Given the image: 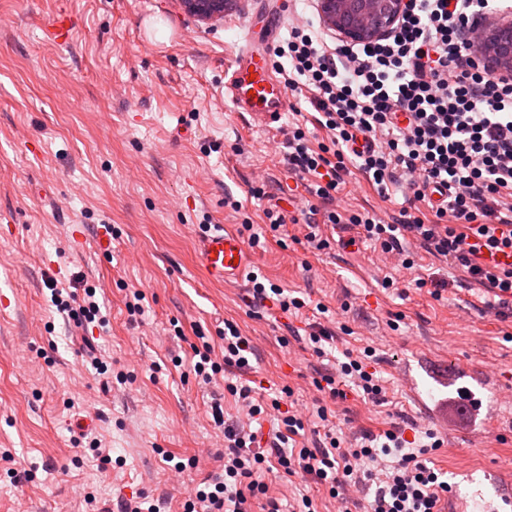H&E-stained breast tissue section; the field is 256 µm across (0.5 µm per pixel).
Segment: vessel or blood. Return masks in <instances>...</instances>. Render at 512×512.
<instances>
[{
	"label": "vessel or blood",
	"instance_id": "obj_1",
	"mask_svg": "<svg viewBox=\"0 0 512 512\" xmlns=\"http://www.w3.org/2000/svg\"><path fill=\"white\" fill-rule=\"evenodd\" d=\"M268 45L254 29L246 30L243 45L224 72V97L236 111L273 119L287 111L288 91L268 61ZM243 256V243L232 231L223 229L202 241L200 259L212 280L233 276L238 270L236 261Z\"/></svg>",
	"mask_w": 512,
	"mask_h": 512
}]
</instances>
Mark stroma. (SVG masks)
I'll list each match as a JSON object with an SVG mask.
<instances>
[{
	"mask_svg": "<svg viewBox=\"0 0 512 512\" xmlns=\"http://www.w3.org/2000/svg\"><path fill=\"white\" fill-rule=\"evenodd\" d=\"M254 3L235 0L202 21L180 0H0V294L10 300L0 307V455H12L0 458V512H87L88 492L107 512L141 494L183 512L224 449L210 409L217 389L198 384L193 347L205 334L221 358L228 320L256 347L245 373L256 396L291 389L295 414L312 420L325 409L342 430L433 429L442 445L426 459L453 495L512 512V481L489 480L512 465V316L489 308L476 285L383 287L392 270L355 229L337 227L317 251L305 224L271 229L268 200L250 197L259 175L281 198L294 184L284 160L292 112L273 122L220 94L246 24L269 28ZM61 7L73 20L65 47L46 36ZM203 224L246 241L244 275L208 278L197 260ZM251 272L301 292L306 307L290 315L256 303ZM54 283L97 288L109 320L98 351L126 384H105L85 363L83 331L52 304ZM135 290L145 300L134 319L126 301ZM329 314L337 353L373 349L384 402L315 390L334 363L307 335ZM428 357L465 373L453 387L432 384L419 376ZM410 374L420 399L407 390ZM459 392L478 412L446 426L428 415ZM176 461L188 465L179 478ZM266 482L269 496L340 508L311 478Z\"/></svg>",
	"mask_w": 512,
	"mask_h": 512,
	"instance_id": "1",
	"label": "stroma"
}]
</instances>
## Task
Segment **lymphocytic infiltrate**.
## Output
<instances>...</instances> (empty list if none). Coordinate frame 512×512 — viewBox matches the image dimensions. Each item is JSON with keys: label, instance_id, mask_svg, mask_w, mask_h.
<instances>
[{"label": "lymphocytic infiltrate", "instance_id": "obj_1", "mask_svg": "<svg viewBox=\"0 0 512 512\" xmlns=\"http://www.w3.org/2000/svg\"><path fill=\"white\" fill-rule=\"evenodd\" d=\"M505 8L504 0H407L390 33L377 40L329 43L316 29L294 26L271 47L274 69L297 100L295 114L310 110L312 125L326 133L314 146L299 125L286 141L312 248L328 246L321 225H352L409 270L414 262L403 242L410 239L512 311V76L487 69L474 48L478 25ZM354 172L383 200L400 191L397 214L386 220L373 210H337L336 197ZM223 340L220 362L209 343L195 348V376L209 384L227 374V392L250 417L276 410L278 430L262 447L256 433L226 424L220 399H213V421L224 429L223 465L204 478L184 512H252L260 496L265 512H282L262 479L272 471L312 476L335 498L349 486L375 483L367 512H438L450 486L427 465L425 448L410 449L402 432H366L348 445L334 436L323 447L289 450L303 420L281 400H254L251 387L237 383L254 351L237 325L225 323ZM322 380L334 396L351 383L369 400L380 399L373 372L357 359Z\"/></svg>", "mask_w": 512, "mask_h": 512}]
</instances>
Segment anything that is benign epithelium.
Wrapping results in <instances>:
<instances>
[{
  "label": "benign epithelium",
  "mask_w": 512,
  "mask_h": 512,
  "mask_svg": "<svg viewBox=\"0 0 512 512\" xmlns=\"http://www.w3.org/2000/svg\"><path fill=\"white\" fill-rule=\"evenodd\" d=\"M201 20L224 16L229 0H181ZM406 0H318L323 24L347 42L385 36L401 15ZM481 55L495 71L512 73V14L484 20Z\"/></svg>",
  "instance_id": "obj_1"
}]
</instances>
